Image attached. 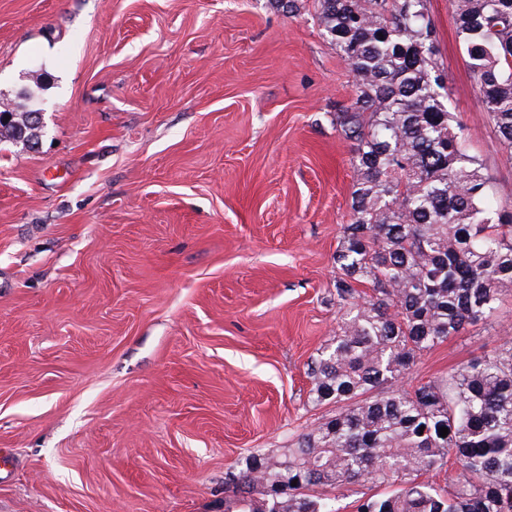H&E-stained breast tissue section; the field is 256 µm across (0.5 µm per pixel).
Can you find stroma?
Returning a JSON list of instances; mask_svg holds the SVG:
<instances>
[{"mask_svg":"<svg viewBox=\"0 0 512 512\" xmlns=\"http://www.w3.org/2000/svg\"><path fill=\"white\" fill-rule=\"evenodd\" d=\"M0 0V95L44 74L36 148L0 142V512H224L252 454L331 404L353 76L317 0ZM436 72L512 211V153L450 0ZM512 344V295L415 386Z\"/></svg>","mask_w":512,"mask_h":512,"instance_id":"1","label":"stroma"}]
</instances>
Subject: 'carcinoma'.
I'll return each mask as SVG.
<instances>
[{"label": "carcinoma", "mask_w": 512, "mask_h": 512, "mask_svg": "<svg viewBox=\"0 0 512 512\" xmlns=\"http://www.w3.org/2000/svg\"><path fill=\"white\" fill-rule=\"evenodd\" d=\"M318 6L354 87L336 113L357 173L336 250L341 320L308 365L312 402L336 411L295 447L252 456L225 512H336L331 494L358 482L388 491L355 512H512V347L399 385L418 356L512 293V213L493 210L490 179L441 93L426 0ZM451 6L483 110L512 152V0ZM31 98L5 103L13 120L0 141L39 142ZM451 456L452 489L425 479Z\"/></svg>", "instance_id": "obj_1"}]
</instances>
